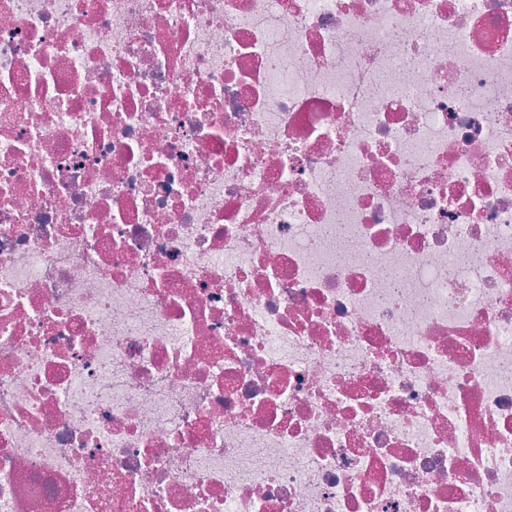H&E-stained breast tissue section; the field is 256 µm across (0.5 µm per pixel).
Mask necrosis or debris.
<instances>
[{
    "instance_id": "obj_1",
    "label": "necrosis or debris",
    "mask_w": 512,
    "mask_h": 512,
    "mask_svg": "<svg viewBox=\"0 0 512 512\" xmlns=\"http://www.w3.org/2000/svg\"><path fill=\"white\" fill-rule=\"evenodd\" d=\"M0 512H512V0H0Z\"/></svg>"
}]
</instances>
